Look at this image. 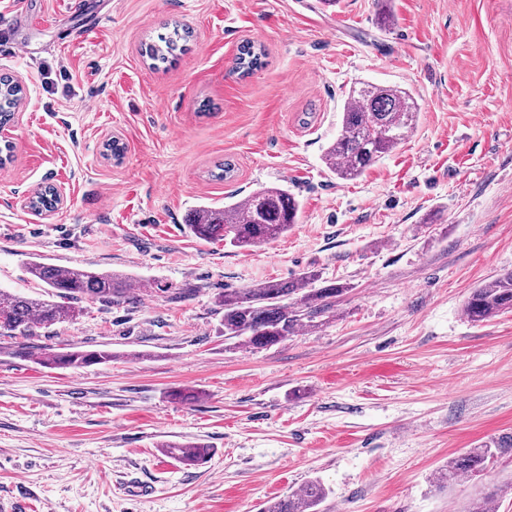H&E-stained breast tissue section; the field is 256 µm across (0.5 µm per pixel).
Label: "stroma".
<instances>
[{
	"label": "stroma",
	"mask_w": 512,
	"mask_h": 512,
	"mask_svg": "<svg viewBox=\"0 0 512 512\" xmlns=\"http://www.w3.org/2000/svg\"><path fill=\"white\" fill-rule=\"evenodd\" d=\"M391 6L382 29L375 0H85L98 31L64 46L74 0H32L45 22L21 31L27 52L0 48V75L24 87L0 167V288L51 298L32 261L138 287L0 336V512H261L312 479L329 491L319 512H462L491 485L495 512H512L511 450L434 483L449 458L512 434V312L463 313L512 269V0ZM172 23L192 36L152 65L141 45ZM248 41L265 55L243 76ZM363 80L410 90L421 112L343 181L323 153ZM45 186L63 204L25 209ZM262 186L299 202L284 237L239 249L191 233L198 207ZM311 271L345 288L318 327L258 351L225 342L224 289ZM21 345L113 359L53 369ZM167 443L212 456L185 466ZM130 481L152 495L127 496Z\"/></svg>",
	"instance_id": "stroma-1"
}]
</instances>
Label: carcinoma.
Listing matches in <instances>:
<instances>
[{"instance_id":"1","label":"carcinoma","mask_w":512,"mask_h":512,"mask_svg":"<svg viewBox=\"0 0 512 512\" xmlns=\"http://www.w3.org/2000/svg\"><path fill=\"white\" fill-rule=\"evenodd\" d=\"M189 38V31L174 26L156 42L145 44V56L165 63ZM264 50L247 42L240 46L235 69L246 74L261 65ZM22 90L9 81L0 82V127L10 123ZM420 106L413 94L401 87L357 82L343 106L341 129L324 153L326 167L341 180H354L402 143L415 128ZM295 196L279 186L261 187L244 199L222 207H202L188 221L192 234L202 241L222 240L237 248L275 241L297 222ZM29 273L56 290L59 300H41L0 289V336H37L39 330L70 320L78 314L73 302L84 297L116 304L132 299L134 280L114 272L83 266H59L33 262ZM318 274L307 272L296 280H268L226 290L224 340L250 349H264L316 326V319L333 310L345 287L331 282L316 287ZM467 318L479 323L512 311V270L500 273L473 289L464 304ZM46 367L82 368L112 361L107 350L74 348L61 352L51 347L25 352ZM165 452L185 466L205 464L211 448L202 443L164 445ZM512 448V435L492 437L476 448L448 460L436 482L451 485L487 468L495 454ZM501 489H493L471 501L465 512H490ZM327 491L317 480L308 481L301 493L267 503L262 512H318Z\"/></svg>"}]
</instances>
